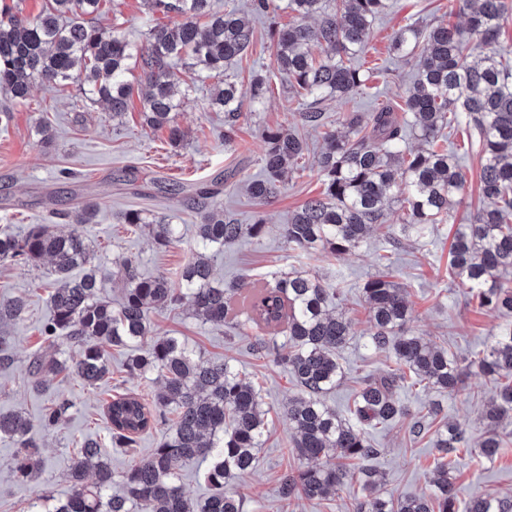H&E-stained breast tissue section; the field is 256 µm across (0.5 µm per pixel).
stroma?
<instances>
[{
	"label": "stroma",
	"instance_id": "stroma-1",
	"mask_svg": "<svg viewBox=\"0 0 512 512\" xmlns=\"http://www.w3.org/2000/svg\"><path fill=\"white\" fill-rule=\"evenodd\" d=\"M215 9L237 8L254 31V42L238 68L240 85H249L251 75L266 72L273 61L268 39L272 22L287 24L285 11L258 15L249 0H214ZM105 24L119 26L136 45L157 18L143 0H112L111 11L101 15ZM462 24L463 16L449 14L448 0H391L390 10L374 24L373 33L357 63L368 77L367 92L351 91L326 101L328 120L340 112H370L388 106L402 112L408 88L417 69L413 58H397L390 50V38L407 25L427 26L439 21ZM177 120L187 137L183 146L167 141L166 131L147 128L142 119L145 85H136L129 109L122 121H112L104 105L84 99L77 86L59 90L38 85L27 103L11 104L0 94V106H10L12 118L0 127V227L24 234L34 224L59 223L61 215L73 211L83 201L98 202L96 223L82 227L95 246L97 262L107 281L108 296L119 301L123 283L117 274L122 259L136 260L143 276L179 274L196 246V226L200 211L189 199L200 184L220 192L224 214L239 224L263 217L266 232L258 238L245 237L228 245L213 261V273L224 282L251 281L274 270L303 268L324 280L343 277V307L351 323V339L338 355L346 374L324 401L340 415L360 387L362 374H383L393 363L384 353L368 349V311L362 288L378 273L377 253L388 247L378 235H371L355 251L336 255L323 252L307 260L295 257L285 243L281 227L292 211L308 198L321 193L318 160L323 148L325 127L302 124L287 86L274 84L263 104L242 102V116L232 140L224 138V115L208 107L211 81L199 76L192 80ZM46 124L52 135L43 145L38 124ZM282 126L307 144L301 170L288 175L280 193L268 202H253L247 183L261 173L265 129ZM448 153L465 176V189L452 211V224L468 222L479 205L480 155L477 131L461 126L448 133ZM142 210L147 219L160 216L178 224L182 239L166 248L155 246L146 232L124 224L126 210ZM452 224L438 225L427 239L404 243L394 253L390 274L407 290L411 308L408 328L449 354L467 358L482 350L492 329L500 321L498 313L467 303L464 291L448 273V251ZM50 263L17 265L0 263V296L23 295L28 307L22 321L8 325L15 339L14 362L0 370V412L23 410L38 417L56 397L71 400L74 407L67 422L42 432L47 461L46 472L35 482L19 483L11 476L14 448L0 442V512H33L42 499H62L69 493L67 471L74 456V444L91 437L109 440L104 412L112 397L133 393L151 399L158 385L153 378L128 373L130 349L110 351V373L96 386L76 378H51L47 388L32 387L29 362L46 347L41 328L50 315L47 283ZM153 333L176 336L206 359L230 362L247 380L260 388L268 411V431L257 450L256 468L235 484L244 500V512H280L278 488L282 477L296 469L299 460L290 449V425L283 414L288 400L297 395L289 371L271 358L258 357L251 349V337L239 335L234 326L203 322L189 305L152 317ZM465 394L453 396L434 389L400 392L409 411L404 419L373 432L379 453L372 465L383 476L382 488L396 497L430 493V472L439 452L433 446L436 430L446 422L466 426L471 441H478L483 429L479 414L493 386L490 377L470 371ZM437 406L436 417H427L429 406ZM423 421L422 434L411 431L415 421ZM105 453L114 472L123 471L131 454L108 447ZM450 474L458 489V512H464L475 496H512V444L493 461L475 463L470 454L458 451L452 457Z\"/></svg>",
	"mask_w": 512,
	"mask_h": 512
}]
</instances>
